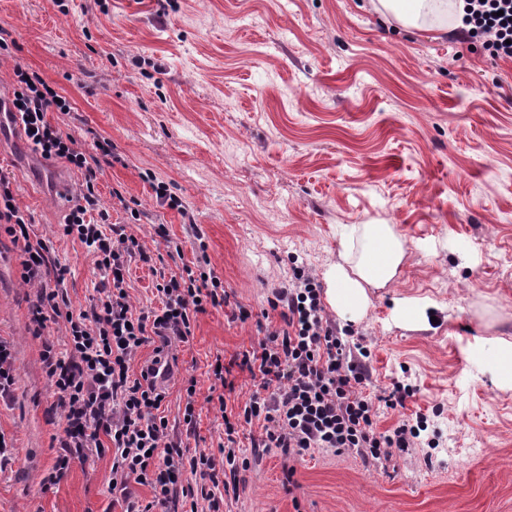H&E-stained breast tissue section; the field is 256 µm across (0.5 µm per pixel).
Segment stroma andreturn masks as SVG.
I'll return each mask as SVG.
<instances>
[{"mask_svg": "<svg viewBox=\"0 0 512 512\" xmlns=\"http://www.w3.org/2000/svg\"><path fill=\"white\" fill-rule=\"evenodd\" d=\"M401 25L370 0H0V27L16 41L0 57V90L22 63L66 95L51 123L92 146L111 141L96 190L116 224L173 267L165 225L182 261L208 258L228 295L198 315L174 348L164 410L186 455L217 451L224 420L209 403L216 364L257 348L281 324L269 301L292 270L325 283L352 227L387 224L403 240L397 276L369 288L371 304L339 320L369 351L364 396L414 388L404 407L380 408L378 431L423 417L412 447L364 467L351 450L296 461L259 449L223 512H512V390L468 351L512 341V62L442 30ZM24 132L0 130V173L13 179L32 238L69 272L73 309L88 308L95 258L61 237L84 176L66 167L65 193L29 177ZM165 183L184 211L161 205ZM125 202L117 204L113 192ZM140 212L132 219L130 209ZM203 237L195 239L193 228ZM17 247L0 230V341L13 356V393L0 401V512H123L109 492L112 455L73 459L56 485L40 481L60 453L64 422L34 335ZM428 300L426 326L402 321L397 302ZM247 319H237L238 311ZM196 381L197 424L183 421Z\"/></svg>", "mask_w": 512, "mask_h": 512, "instance_id": "stroma-1", "label": "stroma"}]
</instances>
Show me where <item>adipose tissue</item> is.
I'll return each mask as SVG.
<instances>
[{"mask_svg": "<svg viewBox=\"0 0 512 512\" xmlns=\"http://www.w3.org/2000/svg\"><path fill=\"white\" fill-rule=\"evenodd\" d=\"M362 249L350 265L339 264L326 275L327 302L342 319L364 313L371 303L368 287H382L394 279L406 249L386 224L361 228Z\"/></svg>", "mask_w": 512, "mask_h": 512, "instance_id": "ef3b65f1", "label": "adipose tissue"}]
</instances>
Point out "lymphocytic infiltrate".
Masks as SVG:
<instances>
[{
	"mask_svg": "<svg viewBox=\"0 0 512 512\" xmlns=\"http://www.w3.org/2000/svg\"><path fill=\"white\" fill-rule=\"evenodd\" d=\"M461 38L481 41L496 60L512 61V0H463ZM67 97L23 64L13 67V91L0 114L19 125L33 148L47 159H62L84 170L85 186L59 232L78 240L96 258L98 296L89 308L73 309L64 289L67 270L50 256L42 240L32 239L30 219L15 204L10 182L0 176V227L18 248L21 281L33 287L30 301L34 335L48 323L63 322V349L45 344L42 359L57 394L64 427L61 452L43 486L55 484L73 458L102 448L112 450L109 492L124 512H170L179 500L205 501L220 512L223 494L237 490L250 458L236 452L240 430L261 422L263 432L251 444L278 448L302 458L315 448L351 449L365 465L389 460L394 450L411 447L417 426L402 421L391 431L376 430L378 413L358 391L369 371L349 360L346 344L324 314L321 288L308 272L294 273L291 285L276 289L270 305L281 327L266 329L257 349L243 354L240 370L259 381L243 409L224 423L219 454L185 456L161 416L165 395L157 386L155 365L131 374V362L144 345L159 340L188 342L194 322L208 307L222 306L227 296L213 268L182 265L156 269L160 308L136 309L127 289L132 258L151 263L145 245L125 225L112 224L99 208L95 189L98 155H110L108 139L97 138L94 151L47 121L48 112L69 114ZM199 474L200 485H182L184 470ZM149 487L150 501L134 496L130 486Z\"/></svg>",
	"mask_w": 512,
	"mask_h": 512,
	"instance_id": "1",
	"label": "lymphocytic infiltrate"
}]
</instances>
